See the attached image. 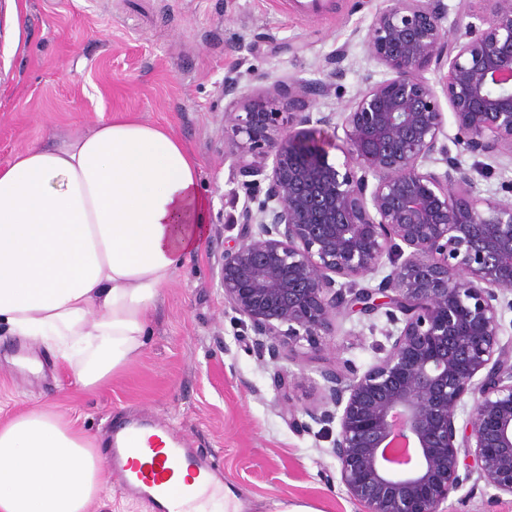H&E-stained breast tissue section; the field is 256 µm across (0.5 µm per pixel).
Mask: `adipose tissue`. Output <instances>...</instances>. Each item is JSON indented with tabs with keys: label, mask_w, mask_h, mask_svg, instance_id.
<instances>
[{
	"label": "adipose tissue",
	"mask_w": 512,
	"mask_h": 512,
	"mask_svg": "<svg viewBox=\"0 0 512 512\" xmlns=\"http://www.w3.org/2000/svg\"><path fill=\"white\" fill-rule=\"evenodd\" d=\"M198 171L168 128L124 115L15 153L0 165V325L85 387L135 361L208 233ZM106 484L93 439L60 415L0 424V512H91Z\"/></svg>",
	"instance_id": "1"
}]
</instances>
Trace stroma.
I'll return each mask as SVG.
<instances>
[{"instance_id":"obj_1","label":"stroma","mask_w":512,"mask_h":512,"mask_svg":"<svg viewBox=\"0 0 512 512\" xmlns=\"http://www.w3.org/2000/svg\"><path fill=\"white\" fill-rule=\"evenodd\" d=\"M0 0V164L31 145L102 118L129 114L167 126L199 162L209 233L164 288L140 357L107 384L78 386L41 345L45 373L24 370L25 339L0 330V422L47 408L109 451L115 427L149 423L183 438L224 473L244 512L276 502L319 512H360L334 478L337 422L315 423L323 371H366L391 342L384 315H337L329 335L260 357L250 324L224 306V249L237 237L245 191L230 175L224 142V74L248 58L270 79H317L340 46L344 74L318 108L342 112L384 72L359 36L386 0ZM295 411L289 425L283 410ZM446 512H512V496L473 478Z\"/></svg>"}]
</instances>
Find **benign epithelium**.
Returning <instances> with one entry per match:
<instances>
[{"mask_svg":"<svg viewBox=\"0 0 512 512\" xmlns=\"http://www.w3.org/2000/svg\"><path fill=\"white\" fill-rule=\"evenodd\" d=\"M481 2V24L453 36L443 0H388L364 37L386 78L339 114L317 105L347 44L325 81L289 77L248 94L239 69L224 75L232 172L247 190L267 183L264 198L247 194L224 248V307L250 322L273 362L285 340L329 334L343 310H382L396 327L362 374H322L334 410L308 412L338 419L336 479L363 512H444L470 478L462 455L512 496V355L498 309L512 289V204L474 194L494 175L487 160L512 159V0ZM443 98L454 143L474 157L467 170L443 142ZM336 147L341 161L329 158ZM385 263L378 287L335 288Z\"/></svg>","mask_w":512,"mask_h":512,"instance_id":"obj_1","label":"benign epithelium"}]
</instances>
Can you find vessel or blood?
<instances>
[{
  "mask_svg": "<svg viewBox=\"0 0 512 512\" xmlns=\"http://www.w3.org/2000/svg\"><path fill=\"white\" fill-rule=\"evenodd\" d=\"M185 467L201 474V482L189 488L176 485L174 477ZM106 468L128 493L152 500L159 512H192L224 492L222 473L194 449L176 439L164 441L148 429L116 432Z\"/></svg>",
  "mask_w": 512,
  "mask_h": 512,
  "instance_id": "1",
  "label": "vessel or blood"
}]
</instances>
